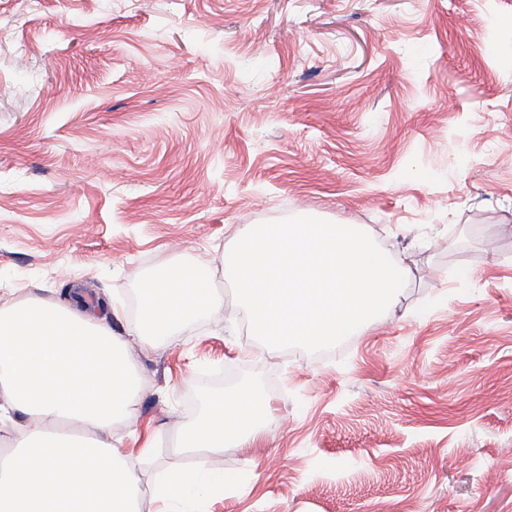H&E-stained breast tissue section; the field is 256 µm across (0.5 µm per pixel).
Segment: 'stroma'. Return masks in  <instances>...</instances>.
<instances>
[{
    "mask_svg": "<svg viewBox=\"0 0 512 512\" xmlns=\"http://www.w3.org/2000/svg\"><path fill=\"white\" fill-rule=\"evenodd\" d=\"M512 0H0V295L138 321L162 264L224 316L133 346L143 512L205 399L274 421L211 455L205 512H512ZM359 224L411 275L358 335L256 340L224 276L241 224ZM470 463L461 468L458 456Z\"/></svg>",
    "mask_w": 512,
    "mask_h": 512,
    "instance_id": "35a3bbf8",
    "label": "stroma"
}]
</instances>
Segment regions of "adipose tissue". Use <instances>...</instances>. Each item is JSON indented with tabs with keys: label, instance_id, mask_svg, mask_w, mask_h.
<instances>
[{
	"label": "adipose tissue",
	"instance_id": "obj_1",
	"mask_svg": "<svg viewBox=\"0 0 512 512\" xmlns=\"http://www.w3.org/2000/svg\"><path fill=\"white\" fill-rule=\"evenodd\" d=\"M224 299L189 267H156L140 291L135 331L161 344L187 323L222 313ZM113 311L88 306L80 288L64 305L0 302V512H142L136 468L107 442L133 416L141 378ZM271 421L251 390L209 398L181 434L199 459L258 440ZM233 473L165 471L153 487L160 512H198L209 495L236 484Z\"/></svg>",
	"mask_w": 512,
	"mask_h": 512
}]
</instances>
